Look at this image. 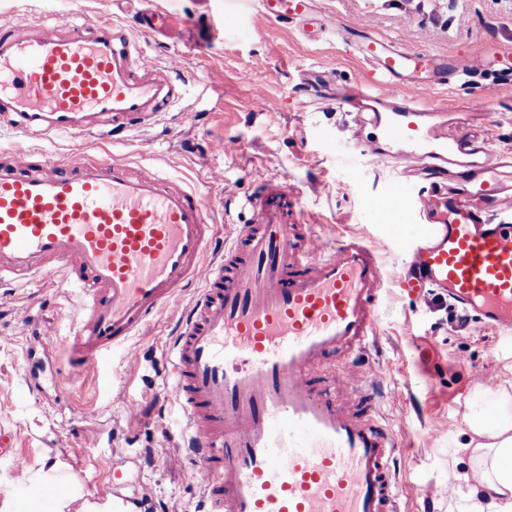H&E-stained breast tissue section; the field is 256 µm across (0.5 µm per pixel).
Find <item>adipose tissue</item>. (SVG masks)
Listing matches in <instances>:
<instances>
[{"mask_svg":"<svg viewBox=\"0 0 512 512\" xmlns=\"http://www.w3.org/2000/svg\"><path fill=\"white\" fill-rule=\"evenodd\" d=\"M471 453L481 463L469 490L477 512H512V413L501 412L495 424H471Z\"/></svg>","mask_w":512,"mask_h":512,"instance_id":"adipose-tissue-1","label":"adipose tissue"}]
</instances>
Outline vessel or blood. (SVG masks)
<instances>
[{
	"mask_svg": "<svg viewBox=\"0 0 512 512\" xmlns=\"http://www.w3.org/2000/svg\"><path fill=\"white\" fill-rule=\"evenodd\" d=\"M276 21L310 30L316 0H262ZM369 65L337 106L373 105L377 136L353 132L362 155L394 147L404 172L373 202L395 214L405 244L402 287L439 295L463 318L512 334V157L471 132L478 115L447 124L422 98L448 83V62L401 49L363 25L337 32ZM182 81L112 20L76 12L0 29V115L23 133L70 137V156L16 152L0 162V283L62 274L89 311L73 328L72 383L114 346L161 323L193 288L173 344L167 401L186 414L203 496L197 512H400L391 493L394 432L375 417L371 380L336 401L326 360L357 364L376 336L383 270L349 236L324 241L289 223L276 177L246 198L253 219L220 257L198 192L152 166L94 159L91 139L149 125ZM415 208L426 225L401 220Z\"/></svg>",
	"mask_w": 512,
	"mask_h": 512,
	"instance_id": "1",
	"label": "vessel or blood"
}]
</instances>
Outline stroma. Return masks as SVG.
<instances>
[{
	"instance_id": "obj_1",
	"label": "stroma",
	"mask_w": 512,
	"mask_h": 512,
	"mask_svg": "<svg viewBox=\"0 0 512 512\" xmlns=\"http://www.w3.org/2000/svg\"><path fill=\"white\" fill-rule=\"evenodd\" d=\"M89 14L124 25L159 63H178L183 88L175 108L150 126L104 141L91 157L153 164L204 197L220 235L249 220L246 196L263 177H277L293 195L290 218L316 225L326 239L363 238L383 266L384 297L377 343L353 378L378 380L381 424L401 442L395 493L401 512H468L467 479L477 467L466 449L469 420L512 398V338L460 323L448 301H415L397 285L403 242L372 213V200L398 179L390 160L362 155L350 142L354 108L310 97L301 76L325 75L328 97L366 81L368 67L345 51L333 27L365 22L380 36L448 61V86L427 91L432 105L483 112L478 128L492 147L512 153V70L493 63L471 75L456 69L488 48L512 54V0H321L327 32L303 42L296 22L267 19L260 0H83ZM71 0H0V25L64 14ZM169 16L171 33L141 27L144 10ZM266 86L254 100L250 86ZM279 113L267 124L265 110ZM233 141L226 152L216 140ZM0 150L42 151L64 158L67 143L25 135L0 123ZM192 298L183 292L167 324L133 337L88 368L68 389L56 383L68 353L77 289L37 279L0 284V512L25 503L43 464L84 498L136 501L148 493L154 512H194L201 488L181 458L183 416L159 399L173 381L169 348ZM24 462L16 473L14 458Z\"/></svg>"
}]
</instances>
